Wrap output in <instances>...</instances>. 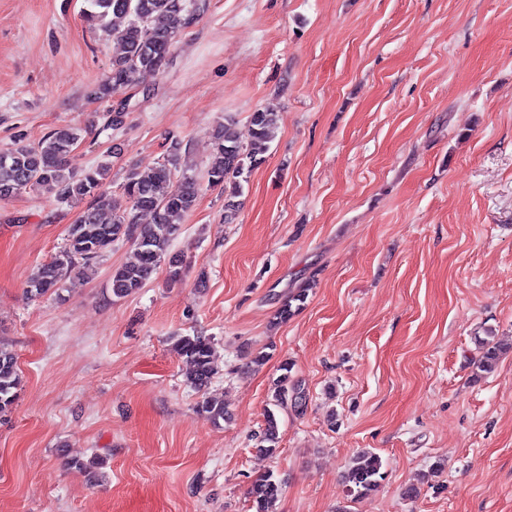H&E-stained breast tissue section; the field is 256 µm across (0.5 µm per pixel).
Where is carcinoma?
<instances>
[{"label":"carcinoma","instance_id":"1","mask_svg":"<svg viewBox=\"0 0 512 512\" xmlns=\"http://www.w3.org/2000/svg\"><path fill=\"white\" fill-rule=\"evenodd\" d=\"M86 21L112 37L114 52L112 70L97 87L98 99L111 97L137 83L145 73L165 70L178 28L186 24L184 0H87ZM128 19L116 29L109 16ZM278 115L271 108H259L250 115L251 140L244 145L232 125L217 126L212 133L215 155L207 169V182L225 192V221L235 216L242 182L255 167L265 161ZM78 134L70 128L54 129L35 143L22 139L0 153V201H7L26 190H42L55 199L79 207L77 217L69 225L66 244L51 259L40 264L27 280L26 294L36 300L61 288L72 273H86L122 239L137 248V260L112 270V295L122 299L149 282L161 263L168 266L171 281L180 280L184 260L170 251L183 218L197 201L200 184L181 163L182 142L171 139L162 160L153 168L130 169L123 184V201L109 196L108 162L82 168L74 163ZM150 212L153 223H139V214ZM312 289V280L289 290L277 310V319L286 321L299 312ZM480 356L474 362L480 372H490L503 351L500 342L482 339ZM176 350L191 366L190 384L201 393L199 413L217 423L224 419V401L206 395L217 368L214 365L213 342L206 336H180ZM282 374L275 383L272 401L279 409L291 408L303 414L305 392L291 380V367L281 366ZM21 380L15 353L0 344V415L11 411ZM279 439V424L274 412L267 413L265 427L258 439V450L272 454ZM346 480L349 491L363 497L376 491L385 480L383 462L374 452L362 450L351 460ZM279 481L274 474L260 476L251 489L254 512H273L279 494Z\"/></svg>","mask_w":512,"mask_h":512}]
</instances>
